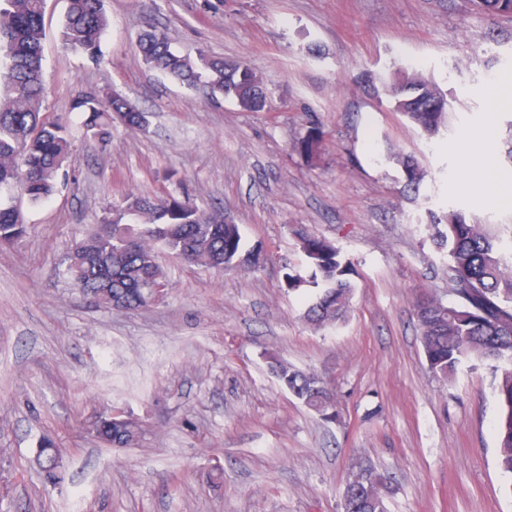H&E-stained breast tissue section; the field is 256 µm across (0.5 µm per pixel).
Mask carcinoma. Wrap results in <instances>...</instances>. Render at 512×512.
Listing matches in <instances>:
<instances>
[{
  "mask_svg": "<svg viewBox=\"0 0 512 512\" xmlns=\"http://www.w3.org/2000/svg\"><path fill=\"white\" fill-rule=\"evenodd\" d=\"M45 0H0V246H10L28 233L15 194L39 204L52 195L71 142L60 118L40 116L44 97L43 40ZM488 15L512 12V0H476ZM107 27L103 0H68L60 38L65 49L97 61L101 36ZM138 49L150 69L169 74L188 85L204 83L213 97L232 98L243 108L259 111L265 105L260 77L244 63L199 55L191 62L171 50L164 34L142 31ZM384 89L394 110L422 134L434 136L446 125L447 99L433 81L419 72L399 70ZM74 109L86 114L93 137H110L114 113L123 124L144 131L149 113L128 101L104 102L92 93L77 96ZM407 186L418 188L424 170L411 158L399 157ZM140 208L133 223L107 221L76 243L66 256V275L79 290L109 308L139 309L155 301L148 286H166L156 261L164 248L190 264L224 271L251 266L242 253L239 226L202 212L188 199L170 194L157 202L131 195L125 208ZM439 245L448 249V282L458 302L446 305L422 293L415 310L421 342L430 368L453 376L466 357L491 360L500 371L495 388L501 407L497 423L498 457L503 471L512 473V225L475 224L452 212L434 223ZM511 240L504 241V235ZM297 244L313 268L311 283L319 293L305 312L316 329L343 321L350 308L354 283L352 265L327 239L297 231ZM271 370L288 392L326 420L336 417L334 394L317 377L273 358ZM96 438L115 447L136 444L142 423L132 415L103 411L94 426ZM37 461L52 480L63 479L62 450L55 439L40 440ZM389 478L368 465L359 488L346 483L342 512H387L382 488Z\"/></svg>",
  "mask_w": 512,
  "mask_h": 512,
  "instance_id": "obj_1",
  "label": "carcinoma"
}]
</instances>
